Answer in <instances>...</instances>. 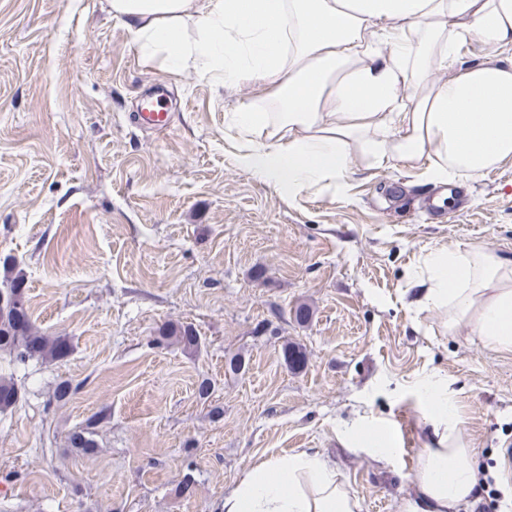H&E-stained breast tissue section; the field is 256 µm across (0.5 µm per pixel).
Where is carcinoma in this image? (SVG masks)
<instances>
[{"instance_id": "obj_1", "label": "carcinoma", "mask_w": 512, "mask_h": 512, "mask_svg": "<svg viewBox=\"0 0 512 512\" xmlns=\"http://www.w3.org/2000/svg\"><path fill=\"white\" fill-rule=\"evenodd\" d=\"M3 279L0 285L6 289V301L0 306V353L8 354L19 361L37 358L60 361L71 352L69 341L61 337L50 338L42 335L34 326L27 306L16 307L12 297L22 294L24 279L14 272L9 259L0 263ZM163 340H173L185 350H194L199 345V336L189 325L171 326L160 331ZM19 389L11 379L0 378V412L11 408L17 402Z\"/></svg>"}]
</instances>
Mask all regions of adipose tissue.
Returning a JSON list of instances; mask_svg holds the SVG:
<instances>
[{
  "label": "adipose tissue",
  "instance_id": "obj_1",
  "mask_svg": "<svg viewBox=\"0 0 512 512\" xmlns=\"http://www.w3.org/2000/svg\"><path fill=\"white\" fill-rule=\"evenodd\" d=\"M145 60L193 70L255 96L226 117L238 164L295 199L343 188L358 158L400 161L426 182L478 178L512 160V0H109ZM488 49L459 66L470 40ZM419 279L423 306L512 351V264L473 245L440 248ZM435 438L420 452L417 499L403 512H453L476 493L470 443L456 432L448 383L417 386ZM346 438L381 459L385 425ZM356 494L320 457L252 467L222 512H358Z\"/></svg>",
  "mask_w": 512,
  "mask_h": 512
}]
</instances>
